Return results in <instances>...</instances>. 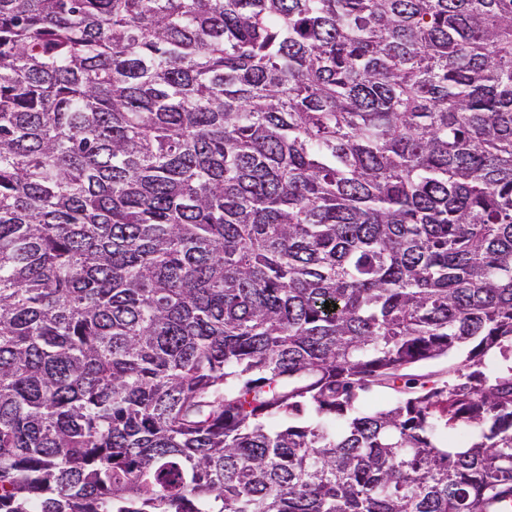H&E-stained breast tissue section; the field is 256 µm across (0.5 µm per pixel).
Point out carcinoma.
<instances>
[{"mask_svg": "<svg viewBox=\"0 0 512 512\" xmlns=\"http://www.w3.org/2000/svg\"><path fill=\"white\" fill-rule=\"evenodd\" d=\"M509 492L512 0H0V512ZM459 361V359L454 358H443L429 361L412 368L409 373L434 374L436 379L451 381L453 379V375L448 374V369Z\"/></svg>", "mask_w": 512, "mask_h": 512, "instance_id": "obj_1", "label": "carcinoma"}]
</instances>
